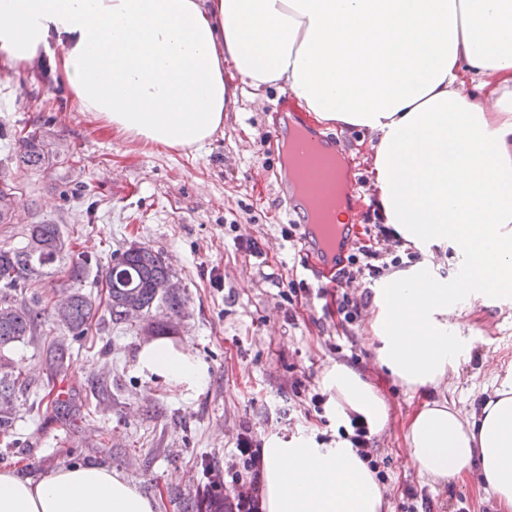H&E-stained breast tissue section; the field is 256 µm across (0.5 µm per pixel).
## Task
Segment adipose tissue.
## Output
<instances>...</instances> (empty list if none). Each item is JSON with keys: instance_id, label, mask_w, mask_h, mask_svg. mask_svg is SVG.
<instances>
[{"instance_id": "ef3b65f1", "label": "adipose tissue", "mask_w": 512, "mask_h": 512, "mask_svg": "<svg viewBox=\"0 0 512 512\" xmlns=\"http://www.w3.org/2000/svg\"><path fill=\"white\" fill-rule=\"evenodd\" d=\"M48 62L78 111L132 140L197 152L239 93L289 91L317 124L367 135L375 200L419 259L376 281L377 362L426 396L408 416L409 458L432 483L479 471L512 512V375L479 412L429 390L459 374L475 305L512 295V0H0V69ZM453 251L455 280L435 259ZM138 371L193 393L207 366L164 340ZM338 425L387 421L378 389L336 363L321 378ZM263 512H383L350 442L269 434ZM0 512H157L112 469L62 466L39 481L0 470Z\"/></svg>"}]
</instances>
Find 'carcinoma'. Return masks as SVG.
I'll list each match as a JSON object with an SVG mask.
<instances>
[{"mask_svg": "<svg viewBox=\"0 0 512 512\" xmlns=\"http://www.w3.org/2000/svg\"><path fill=\"white\" fill-rule=\"evenodd\" d=\"M50 130L40 128L20 132L14 137L11 163L28 171L54 170L52 178L60 183L61 194L66 195L71 180L68 172L75 169L74 156H61L54 161L44 152V137ZM66 165V172L55 168ZM19 187L14 182L0 183V224L12 220L14 198ZM63 239L56 224H32L24 234V241L12 247L0 246V306L12 308L11 317L0 320V435L15 432L16 417L12 404L20 390L21 372L9 353L16 344L35 335L48 320L51 308L44 300L37 285L49 274L55 263L61 260ZM88 259L80 258L69 268L71 303L68 318L61 323L67 338L54 344L45 360L47 370L57 376L71 365L73 346L83 345L85 336L92 329L98 312L92 296L82 291ZM164 254L145 246H132L115 252L104 275L108 288L106 312L114 325L127 322L126 303L130 293H135L144 313L163 306L173 314H180L184 300L179 295H167L157 291L156 285L172 276Z\"/></svg>", "mask_w": 512, "mask_h": 512, "instance_id": "1", "label": "carcinoma"}]
</instances>
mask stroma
<instances>
[{
	"mask_svg": "<svg viewBox=\"0 0 512 512\" xmlns=\"http://www.w3.org/2000/svg\"><path fill=\"white\" fill-rule=\"evenodd\" d=\"M47 118L79 159L70 178L83 196L63 198L49 175L16 171L21 191L12 223L0 225V245L19 243L29 225H58L66 261L98 260L83 289L100 306L107 299L100 269L113 252L133 245L163 252L186 298L165 339L191 347L207 365L209 381L189 395L145 378L136 362L147 335L106 320L93 326L67 376L49 379L44 358L63 332L46 323L14 353L25 382L15 403L25 444L12 448L0 436V469L37 481L78 448L156 499L158 512H184L185 501L198 500L207 469L223 468L243 434L260 441L275 431L288 438L311 433L318 445H335L340 432L330 412H317L311 399L322 391L323 368L338 362L365 375L388 404L389 426L373 446L390 512H401L410 489L429 498L432 512H493L477 477L433 485L421 476L404 445V420L419 396L379 367L363 342L365 316L343 322L334 273L304 245L302 230L290 241L281 236L290 203L279 194V141L287 120L316 127L288 93L271 89L259 105L239 100L210 144L189 153L131 141L77 111L68 88L45 67L21 78L0 70V129L30 130ZM353 172L358 221L348 254L376 248L379 233L363 202L372 192L367 167ZM292 280L306 281L309 290L291 302ZM468 322L471 350L454 399L472 411L512 365V298L476 307ZM36 393L72 400L82 412L67 421L31 420L25 401Z\"/></svg>",
	"mask_w": 512,
	"mask_h": 512,
	"instance_id": "1",
	"label": "stroma"
}]
</instances>
